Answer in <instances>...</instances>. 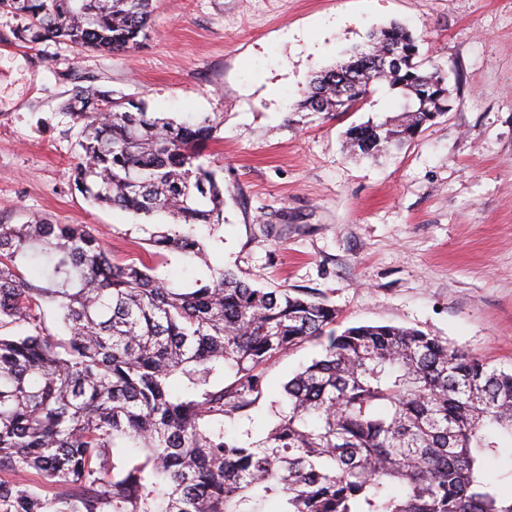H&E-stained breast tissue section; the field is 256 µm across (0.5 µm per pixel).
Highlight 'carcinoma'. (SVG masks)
<instances>
[{
	"mask_svg": "<svg viewBox=\"0 0 512 512\" xmlns=\"http://www.w3.org/2000/svg\"><path fill=\"white\" fill-rule=\"evenodd\" d=\"M153 0H0L37 44L125 53ZM403 53L397 67L381 60ZM354 80L342 106L337 85ZM384 86L401 114L346 131L355 155L401 148L448 112L447 77L402 24L311 78L294 112H348ZM71 177L92 203L150 218V261L115 263L86 224H0V512H512L487 468L512 449V369L413 328L336 333L313 293L256 288L222 268L174 288L151 259L205 256L196 224L224 223V180L203 162L218 123L148 116L134 95L82 88ZM321 346L284 384L288 412L243 444L224 431L261 398L264 370ZM236 380L212 378L224 368ZM144 461L131 465L126 451ZM34 470L63 487L38 495Z\"/></svg>",
	"mask_w": 512,
	"mask_h": 512,
	"instance_id": "obj_1",
	"label": "carcinoma"
}]
</instances>
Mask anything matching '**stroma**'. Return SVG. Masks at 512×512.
<instances>
[{
  "instance_id": "35a3bbf8",
  "label": "stroma",
  "mask_w": 512,
  "mask_h": 512,
  "mask_svg": "<svg viewBox=\"0 0 512 512\" xmlns=\"http://www.w3.org/2000/svg\"><path fill=\"white\" fill-rule=\"evenodd\" d=\"M398 21L448 77L451 109L374 159L350 126L396 118L385 92L355 112H295L310 77ZM0 10V224H87L114 262L145 255L164 217L91 205L74 187L76 87L143 97L149 111L219 121L207 163L224 179V222L195 227L207 261L156 262L173 287L228 267L261 288L311 289L337 330L415 328L488 365L512 367V0H155L152 32L129 53L17 38ZM320 352L306 343L265 370L234 420L258 439L283 386Z\"/></svg>"
}]
</instances>
